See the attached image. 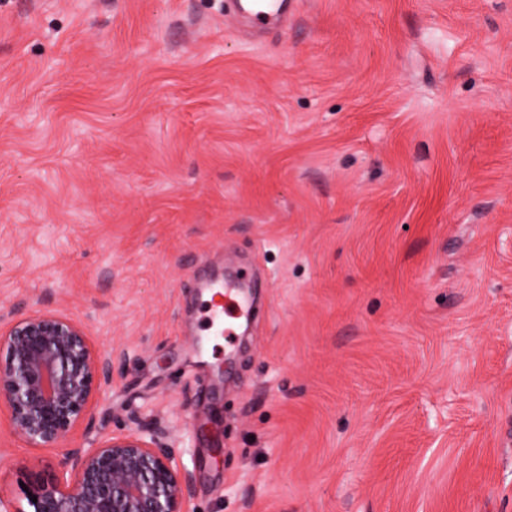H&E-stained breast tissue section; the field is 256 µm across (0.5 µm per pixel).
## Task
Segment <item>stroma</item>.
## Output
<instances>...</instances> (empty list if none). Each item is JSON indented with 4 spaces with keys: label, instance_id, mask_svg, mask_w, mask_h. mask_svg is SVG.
<instances>
[{
    "label": "stroma",
    "instance_id": "1",
    "mask_svg": "<svg viewBox=\"0 0 512 512\" xmlns=\"http://www.w3.org/2000/svg\"><path fill=\"white\" fill-rule=\"evenodd\" d=\"M247 271L250 325L207 334ZM189 512H512V0H0V321ZM0 412V498L58 475ZM216 288L211 290L210 300H206V314L211 324L215 319L224 318L227 315L229 318L238 319L244 314V308L239 297L241 292L238 288Z\"/></svg>",
    "mask_w": 512,
    "mask_h": 512
}]
</instances>
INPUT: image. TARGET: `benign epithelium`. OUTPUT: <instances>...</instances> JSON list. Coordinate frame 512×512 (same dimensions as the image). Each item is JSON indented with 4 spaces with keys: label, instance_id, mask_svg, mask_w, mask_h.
<instances>
[{
    "label": "benign epithelium",
    "instance_id": "benign-epithelium-1",
    "mask_svg": "<svg viewBox=\"0 0 512 512\" xmlns=\"http://www.w3.org/2000/svg\"><path fill=\"white\" fill-rule=\"evenodd\" d=\"M111 367L81 324L53 311L0 328V407L11 427L35 448L69 444L60 476L28 483V508L10 510L0 498V512H187L186 478L157 432L138 428L83 444L71 438Z\"/></svg>",
    "mask_w": 512,
    "mask_h": 512
}]
</instances>
